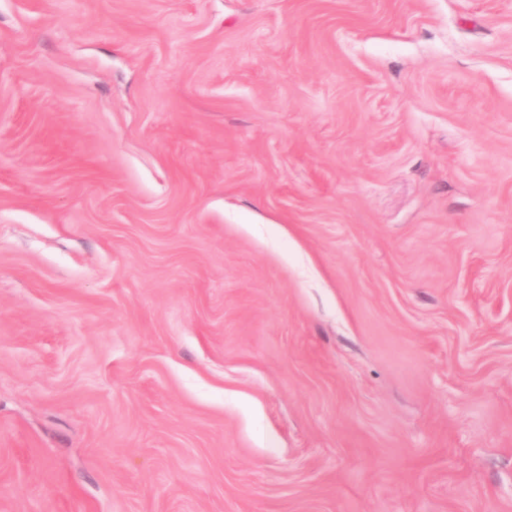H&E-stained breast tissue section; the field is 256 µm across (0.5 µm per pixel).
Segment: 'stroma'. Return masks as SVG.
I'll list each match as a JSON object with an SVG mask.
<instances>
[{"label":"stroma","mask_w":512,"mask_h":512,"mask_svg":"<svg viewBox=\"0 0 512 512\" xmlns=\"http://www.w3.org/2000/svg\"><path fill=\"white\" fill-rule=\"evenodd\" d=\"M0 512H512V0H0Z\"/></svg>","instance_id":"obj_1"}]
</instances>
